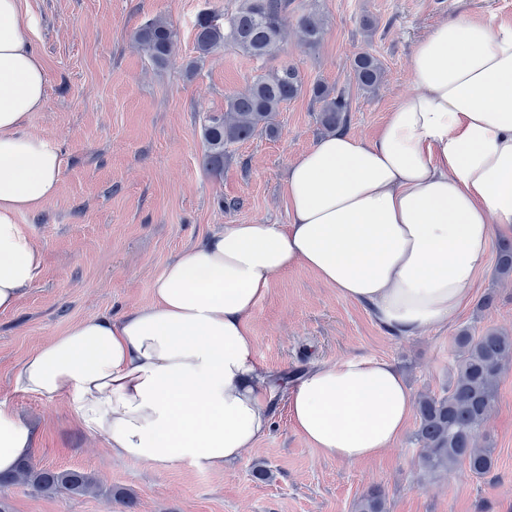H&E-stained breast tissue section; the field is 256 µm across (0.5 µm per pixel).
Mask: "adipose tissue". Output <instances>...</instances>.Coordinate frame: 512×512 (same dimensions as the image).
<instances>
[{"label":"adipose tissue","mask_w":512,"mask_h":512,"mask_svg":"<svg viewBox=\"0 0 512 512\" xmlns=\"http://www.w3.org/2000/svg\"><path fill=\"white\" fill-rule=\"evenodd\" d=\"M27 0H0V314L42 265L19 218L58 187L56 141L31 134L46 102ZM411 92L375 136L321 138L289 165L285 224H228L179 254L150 305L78 322L29 354L18 391L65 399L112 455L155 470L239 461L271 427L274 389L249 320L278 273L314 272L393 337L447 325L474 294L495 232L512 234V24L461 13L418 42ZM297 432L356 464L402 437L413 400L391 362L350 356L308 370L288 396ZM0 402V472L31 452Z\"/></svg>","instance_id":"1"}]
</instances>
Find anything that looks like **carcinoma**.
<instances>
[{
  "instance_id": "obj_1",
  "label": "carcinoma",
  "mask_w": 512,
  "mask_h": 512,
  "mask_svg": "<svg viewBox=\"0 0 512 512\" xmlns=\"http://www.w3.org/2000/svg\"><path fill=\"white\" fill-rule=\"evenodd\" d=\"M288 24V0H240L236 13L225 21L204 13L195 27L199 59L227 44L255 59L279 60ZM297 26L302 46L315 49L321 44L325 30L316 12L301 15ZM175 38L171 25L162 19L135 32V40L157 68L173 60ZM351 70L356 84L365 90L376 89L384 78L380 61L369 52L356 56ZM303 86L298 67L279 60L268 71L255 75L244 91L228 96L224 111L206 116L202 126L203 166L218 175L224 169L225 146L247 141L259 132L276 136L280 109L298 97ZM311 94L319 103L318 119L324 129L334 131L346 123L350 104L342 93L317 83ZM496 269L500 276L512 277V239L498 241ZM453 358L447 393L438 397L425 392L417 400L414 441L420 448V468L429 479L447 475L459 466L477 477L493 471L495 446L485 425L497 398L499 377L512 361V336L495 330L477 336L465 327L455 337ZM15 483L28 484L41 493L64 491L71 495H85L93 488L92 479L81 471L42 469L28 460L21 461L13 472L0 474V486ZM355 512H387L385 493L379 488L368 489L358 498Z\"/></svg>"
}]
</instances>
